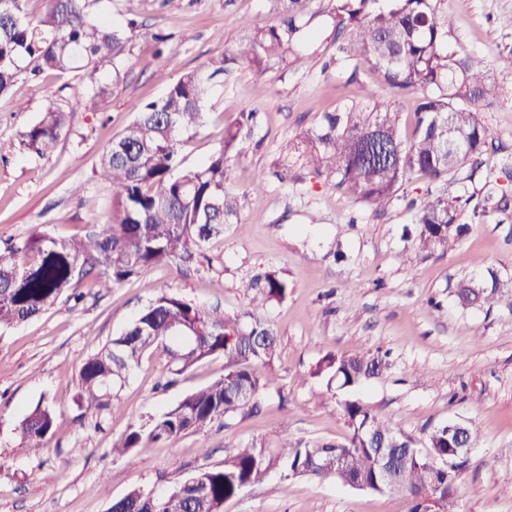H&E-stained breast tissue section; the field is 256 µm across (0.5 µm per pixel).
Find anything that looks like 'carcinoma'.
Wrapping results in <instances>:
<instances>
[{
	"mask_svg": "<svg viewBox=\"0 0 512 512\" xmlns=\"http://www.w3.org/2000/svg\"><path fill=\"white\" fill-rule=\"evenodd\" d=\"M276 22H248L235 48L213 57L202 67L183 74L158 100L134 104L133 121L107 145L97 174L112 186V200L104 219L80 240L55 238L36 231L22 244L0 250V328L41 315L85 279L111 289L164 262L189 264L203 245L224 234V225L239 216V200L224 192L226 164L236 150L241 129L254 113L224 128L220 146L196 167L181 159L184 138L197 134L204 123V106L212 79L230 64L247 63L267 70L285 55L305 63L295 36L302 28L304 0H268ZM438 0H336L331 14L335 35L350 36L337 51L380 73L386 87L416 93L413 138L399 134L394 103L368 89L364 101L326 112L319 123L303 132L300 142L314 171L334 179L353 198L384 208L408 174L419 173L431 183L482 153L490 138L480 118L481 108L495 100L485 66L473 55L448 51V16L438 12ZM26 0H0V96L9 94L25 71L22 61L35 63L31 74L68 73L112 65V82L94 85L68 108L49 107L21 134V149L44 157L55 148L67 126V112H97L122 81L118 56L130 40L127 32L111 29L90 17V0H46L39 17L32 18ZM453 136H448V132ZM384 139L392 159L366 158L373 135ZM471 199L444 192H427L416 238L422 251L452 249L467 231L456 215ZM502 283L496 273L471 280L458 293L464 305H492ZM288 283L276 273L265 274L254 297L255 306L228 316L220 307H200L163 294L146 306L127 328L80 368L74 404L89 412L107 405L111 391L127 371L153 349L164 346L170 373L180 375L198 362L224 356V376L185 395L154 420L148 430L133 429L112 444V453L125 454L186 431H201L217 419L258 406L265 387L262 370L272 366L277 334L258 310L282 301ZM188 327L189 336H175ZM386 368L379 356L329 355L316 374L328 378L327 391L355 388ZM342 413L349 433L342 442H293L282 439L273 448L255 443L236 449L221 468L190 474L203 491L193 494L176 484L157 496L141 487L113 501L111 512H215L226 501L262 483L274 470L284 478L307 477L358 481L379 492L382 459L391 463V492L405 497L409 512H421L422 502L440 492V512H456L459 474L433 467L448 455V437L439 426L427 435L428 455L412 453L410 437L398 435L376 413L346 401ZM54 405L37 404L19 423L21 445L35 447L48 440L56 427Z\"/></svg>",
	"mask_w": 512,
	"mask_h": 512,
	"instance_id": "1",
	"label": "carcinoma"
}]
</instances>
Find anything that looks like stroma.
I'll return each instance as SVG.
<instances>
[{"instance_id": "obj_1", "label": "stroma", "mask_w": 512, "mask_h": 512, "mask_svg": "<svg viewBox=\"0 0 512 512\" xmlns=\"http://www.w3.org/2000/svg\"><path fill=\"white\" fill-rule=\"evenodd\" d=\"M333 5L305 2L303 34L312 43L305 65L286 60L259 72L238 63L215 78L204 124L183 147L188 164L205 162L241 113L255 118L224 183L241 199L240 216L209 240L204 261L162 264L108 292L83 283L80 300L60 299L40 316L0 329V512H107L132 488L166 493L255 440H344L340 403L348 396L420 448L434 425L471 424L477 440L460 472V512H512V203L477 221L463 212L458 221L469 230L459 243L424 253L413 235L427 188L419 174L408 175L379 211L314 173L300 134L323 113L361 101L363 87L382 85L377 72L339 59L324 29ZM130 6L142 26L121 54L123 82L101 111L70 115L52 154H25L21 132L47 105L68 106L93 81L107 80L111 65L25 76L0 97V248L37 229L57 238L87 233L91 215L112 198L110 184L95 174L100 154L133 120V105L160 98L181 75L230 51L245 20L271 19L267 0H91L90 12L122 29ZM438 10L452 22L449 50L482 58L498 92L481 114L491 146L449 173L446 188L478 200L494 188L512 199V70L501 63L512 50V0H440ZM155 32L170 37L160 59L151 48ZM260 175L265 188L252 193ZM76 185L83 188L77 197ZM490 268L504 285L499 303L460 306L459 283ZM273 271L288 292L262 312L278 332V353L263 371L259 412L113 455L130 426L222 377L224 359L211 357L166 388L169 358L156 349L130 370L106 409L83 416L72 398L85 360L161 294L236 315L253 308L255 282ZM357 353L387 355L389 365L351 395L327 394L313 373L317 363ZM41 400L55 404L56 429L45 444L21 447L18 423ZM224 512H408V503L398 494L273 473L226 501Z\"/></svg>"}]
</instances>
